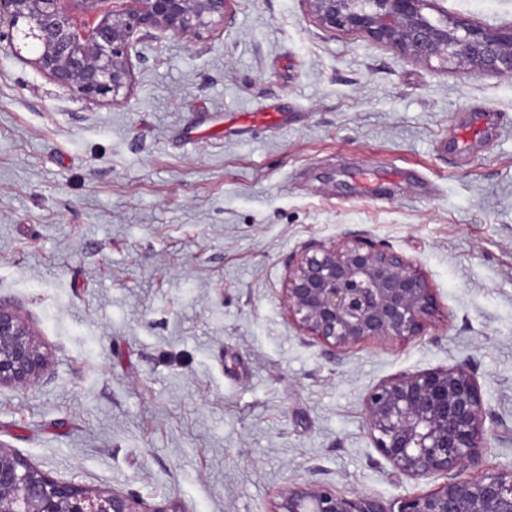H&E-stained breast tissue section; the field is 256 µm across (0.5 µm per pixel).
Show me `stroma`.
<instances>
[{
    "mask_svg": "<svg viewBox=\"0 0 512 512\" xmlns=\"http://www.w3.org/2000/svg\"><path fill=\"white\" fill-rule=\"evenodd\" d=\"M234 8L197 45L137 44L116 107L0 47V303L49 355L0 389V443L181 512H270L311 479L390 500L440 481L392 472L367 391L466 361L483 464L511 467L512 75L326 29L306 0ZM442 11L512 25V0ZM350 235L409 258L438 311L423 336L335 360L282 288L291 256Z\"/></svg>",
    "mask_w": 512,
    "mask_h": 512,
    "instance_id": "35a3bbf8",
    "label": "stroma"
}]
</instances>
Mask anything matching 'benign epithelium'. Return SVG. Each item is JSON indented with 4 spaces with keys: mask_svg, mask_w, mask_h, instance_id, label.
<instances>
[{
    "mask_svg": "<svg viewBox=\"0 0 512 512\" xmlns=\"http://www.w3.org/2000/svg\"><path fill=\"white\" fill-rule=\"evenodd\" d=\"M237 0H0V45L66 91L121 103L132 88L135 44L159 34L189 44L225 26ZM324 27L360 34L414 60L472 73L512 75V26L482 27L432 17V0H307ZM288 318L332 355L368 340L406 342L428 328L437 298L414 264L390 246L353 235L314 244L288 262L282 288ZM47 364L32 327L0 304V388L32 384ZM374 448L392 472L445 482L385 500L346 496L320 480L295 482L271 512H512V468L487 469L482 457L487 408L467 365L401 373L364 399ZM0 512H181L151 507L114 488L55 480L0 444Z\"/></svg>",
    "mask_w": 512,
    "mask_h": 512,
    "instance_id": "7a95c632",
    "label": "benign epithelium"
}]
</instances>
